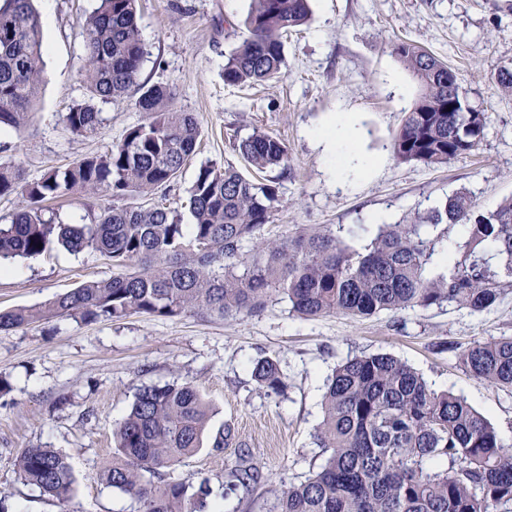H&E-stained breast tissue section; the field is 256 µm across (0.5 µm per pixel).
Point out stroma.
Masks as SVG:
<instances>
[{
  "label": "stroma",
  "instance_id": "obj_1",
  "mask_svg": "<svg viewBox=\"0 0 512 512\" xmlns=\"http://www.w3.org/2000/svg\"><path fill=\"white\" fill-rule=\"evenodd\" d=\"M250 2L139 0L147 49L140 78L170 86L175 107L194 113L201 135L178 180L164 194L131 198V205L163 201L183 210L200 163L242 165L233 144L256 130L282 140L290 157L282 205L265 228L271 238L300 224H321L360 249L380 224L412 219L455 192H469L483 211L512 196V92L498 83L500 70L512 66V0H310L309 23L285 43L283 75L229 86L224 63L246 35ZM95 4L34 0L44 32L39 99L26 126L0 130V164L20 166L25 180L106 153L142 119L130 96L103 105L95 132L76 135L62 122L83 94L81 31ZM400 41L455 69L468 105L487 117L476 150L438 166L394 158L392 138L420 94L395 51ZM340 112L357 117L359 149L377 160L372 172L330 175L331 158L314 134ZM113 203L103 193L75 194L55 208L64 223L89 224ZM11 268L0 273V310L37 305L112 274L111 261L90 249L58 248L14 260ZM499 336H512V290L481 313L444 303L361 319H304L275 296L259 312L222 320L193 313L90 324L54 318L0 332V376L12 385L0 398V506L6 512H131L130 500L99 478L112 460V432L142 386L190 381L212 415L202 448L175 466L172 477L192 485L208 481L220 512H270L273 490L305 480L323 463L313 434L324 384L336 364L363 354H391L433 388L465 397L512 446V391L465 374L454 354L436 348ZM266 356L278 360L286 376L281 393L258 389L251 376L253 363ZM32 447L67 457L75 479L67 504L20 479L15 461ZM243 460L262 476L246 495L228 488L230 471Z\"/></svg>",
  "mask_w": 512,
  "mask_h": 512
}]
</instances>
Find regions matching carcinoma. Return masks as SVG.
<instances>
[{
    "label": "carcinoma",
    "instance_id": "carcinoma-1",
    "mask_svg": "<svg viewBox=\"0 0 512 512\" xmlns=\"http://www.w3.org/2000/svg\"><path fill=\"white\" fill-rule=\"evenodd\" d=\"M137 0H97L84 20L83 97L62 116L83 135L101 124L100 105L136 89L143 119L107 153L47 170L24 182L13 166L0 167V195L24 205L0 224V262L38 256L61 246L92 249L112 261V277L85 281L44 304L0 311V332L70 317L84 323L131 315L173 318L184 313L233 317L264 308L274 294L313 319L454 303L473 313L493 307L512 288V198L482 212L460 191L411 224H383L362 250L329 228L300 225L285 238L263 232L282 201L288 148L255 131L235 150L246 169L202 164L189 191L192 223L162 204L105 208L92 224H65L45 205L68 194L108 192L114 199L168 187L193 158L200 127L191 112L170 104L163 84L140 81L145 48ZM310 0H252L244 20L249 36L227 57L224 82L243 85L279 77L284 40L310 18ZM41 20L33 0H0V127L17 129L35 110L41 84ZM421 93L392 140L402 162L444 165L476 149L486 117L467 113L457 127L465 91L446 62L409 42L396 46ZM279 171L256 178L252 172ZM459 225L466 234L458 255L431 268L436 244L428 229ZM493 251L497 264L490 263ZM453 353L460 369L493 386L512 389V336ZM259 388L286 387L279 363L258 359ZM314 433L326 454L318 472L274 491L271 512H498L512 502V452L492 423L454 392L432 389L407 362L387 353L350 357L336 365L322 398ZM211 407L191 381L145 386L113 430L112 463L100 479L125 494L132 512H220L202 481L193 488L166 476L197 453ZM19 477L64 504L74 477L67 458L51 448H27L16 459ZM232 476L247 489L258 471L241 463Z\"/></svg>",
    "mask_w": 512,
    "mask_h": 512
}]
</instances>
